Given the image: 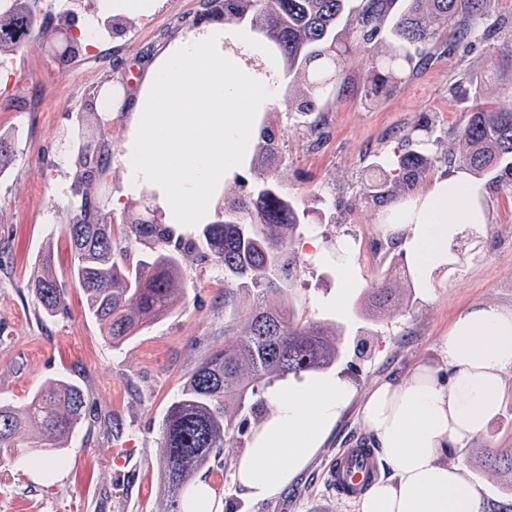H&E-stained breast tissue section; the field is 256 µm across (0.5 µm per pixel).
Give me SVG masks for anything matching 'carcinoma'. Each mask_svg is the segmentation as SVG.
<instances>
[{
    "label": "carcinoma",
    "instance_id": "obj_1",
    "mask_svg": "<svg viewBox=\"0 0 512 512\" xmlns=\"http://www.w3.org/2000/svg\"><path fill=\"white\" fill-rule=\"evenodd\" d=\"M395 0H224V16L250 19L251 27L279 51L288 72L302 75V101L297 111L315 112L325 92L324 74L341 47V31L349 28L355 43L378 42L381 25L392 22L397 42L385 44L387 70L411 66L408 47L417 43L469 44L497 33L504 21L496 0H409L393 13ZM35 32L27 0H9L0 10V55L15 53ZM491 71L470 87L472 112L457 129L462 145L455 160L475 173L500 171L509 177L501 185L512 189V110L486 107ZM391 76L372 71L363 80L365 96L387 89ZM433 129L418 123L400 134L402 152L384 164L365 170L364 188L373 201L389 200L392 190H413L434 165L428 145ZM82 135L71 141L72 200L61 220L71 264L67 276L85 297L84 311L112 343L134 336L169 314L185 295L182 263L194 255L224 269V303L244 287L252 295L248 321L224 331V342L213 346L189 373L180 393L164 415L159 453L164 475L163 512H185V493L197 474L233 442V411L254 407L251 398L275 379L300 377L332 368L340 357L339 341L327 326L297 317L288 294L293 263L290 250L299 216L273 179L251 193L224 204V219L206 224L197 235L175 237L174 230L129 218L123 225L125 245L117 246L111 212L95 192L97 180L111 164L100 140L96 157L85 163ZM278 150L276 138L260 136L255 154L268 159ZM32 291L43 312L53 317L67 309L68 297L57 276L54 256L37 255ZM278 302L272 303L269 297ZM397 302L396 290L383 280L373 288L372 303L387 310ZM90 410V395L74 381H47L24 406L0 402V465L20 462L35 468L65 465L60 443L73 435ZM30 435L35 452L21 459L4 455L19 434ZM485 466L512 472V448H486Z\"/></svg>",
    "mask_w": 512,
    "mask_h": 512
}]
</instances>
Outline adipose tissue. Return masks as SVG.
Returning a JSON list of instances; mask_svg holds the SVG:
<instances>
[{
    "mask_svg": "<svg viewBox=\"0 0 512 512\" xmlns=\"http://www.w3.org/2000/svg\"><path fill=\"white\" fill-rule=\"evenodd\" d=\"M280 75L276 53L249 23L218 14L159 51L133 104L121 92L98 93V111L125 113L117 159L126 194L146 195L176 230L209 223L251 158ZM474 202L470 177L460 171L389 208L381 230L403 242L424 276L443 261L460 227L486 223ZM440 358L441 365L418 363L368 395L362 419L392 474L370 487L357 512H484L469 471L444 458L465 448L498 411L503 375L512 367V311L482 305L460 313L441 339ZM352 397L338 377L274 388L272 409L234 471L242 495L259 504L285 490Z\"/></svg>",
    "mask_w": 512,
    "mask_h": 512,
    "instance_id": "ef3b65f1",
    "label": "adipose tissue"
}]
</instances>
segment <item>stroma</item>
<instances>
[{
	"instance_id": "obj_1",
	"label": "stroma",
	"mask_w": 512,
	"mask_h": 512,
	"mask_svg": "<svg viewBox=\"0 0 512 512\" xmlns=\"http://www.w3.org/2000/svg\"><path fill=\"white\" fill-rule=\"evenodd\" d=\"M202 10L203 0H159L149 17L126 19L114 31L101 28L94 44L80 47L72 59L55 57L52 41L35 36L12 59V72L0 71V131L17 134L13 165L0 175V401L23 406L46 380L65 377L84 383L92 402L89 416L64 445L66 465L52 476L23 464L0 467V512H162V419L201 356L222 341L225 325L242 324L249 313L246 290L225 302L224 279L213 264L189 259L183 265L186 298L115 346L85 315L76 285L66 286L67 311L51 319L41 315L29 286L44 248L53 249L58 271L70 265L57 215L70 201V134L81 127L102 136L114 154L125 139L122 114L94 118L95 94L106 84L135 90L150 58L190 30ZM497 12L505 21L499 33L453 56L427 45L411 47L413 56L429 54V62L398 75L373 102L365 99L362 81L383 67L374 49L358 48L337 60L319 110L311 115L297 112L301 84L281 82L274 107L260 122L275 134L279 151L250 161L224 196L246 194L272 172L303 211L293 239L292 297L299 313L342 329V354L331 373L347 381L354 396L304 470L260 505L240 494L233 471L251 430L272 405L235 416L240 431L207 476L222 512H356L355 500L336 495L326 469L350 441L371 442L361 419L370 390L436 360L441 338L460 312L477 305L512 311V194L500 191L493 179L474 178L488 221L465 225L453 236L447 260L429 271L424 288L410 255L382 235L385 206L367 197L360 181L372 162L392 157L400 130L420 121L431 122L440 140L434 148L438 161L418 191L458 170L444 154L453 149L452 132L465 122L472 100L455 90V82L481 76L494 64L512 71L511 63L496 58L501 41L512 36V0H498ZM336 200L344 208L338 215L331 209ZM351 225L365 230L362 245L347 235ZM310 235L324 257L302 249ZM340 243L354 255L349 286L336 265ZM386 277L399 293L396 309L366 314L371 288ZM489 439L512 448V368L503 376L499 411L483 434L446 458L471 472L492 510L512 501V475L485 469L481 447Z\"/></svg>"
}]
</instances>
